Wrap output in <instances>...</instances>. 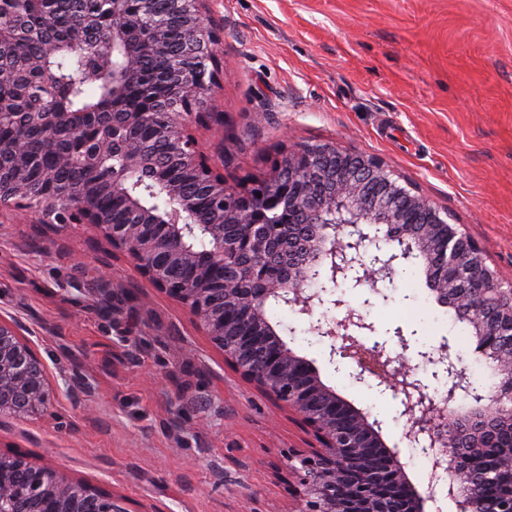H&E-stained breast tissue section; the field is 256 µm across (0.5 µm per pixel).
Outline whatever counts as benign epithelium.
Returning a JSON list of instances; mask_svg holds the SVG:
<instances>
[{"instance_id": "benign-epithelium-1", "label": "benign epithelium", "mask_w": 512, "mask_h": 512, "mask_svg": "<svg viewBox=\"0 0 512 512\" xmlns=\"http://www.w3.org/2000/svg\"><path fill=\"white\" fill-rule=\"evenodd\" d=\"M211 0H111V24L98 30L86 50L101 60L97 78L112 84V101L121 104L128 91L146 82L138 69L142 54L165 51L166 33L176 23L183 31V55L200 60L192 75L171 70L160 84L177 100V112L129 109L112 125V137L93 134L96 112H35L52 143L36 157L20 138L0 137V209L39 210L55 224H90L112 249L131 260L153 287L176 298L224 352L247 381L289 409L313 431L320 446L290 453L299 479L298 512H424L425 503L442 493L456 512H512V443L493 449L486 467L471 461L487 451V429H512V281L487 267L486 251L459 227L448 223L428 200L400 185L384 163L369 155L324 144L286 154L256 195L247 190L228 200L224 172L195 148L193 125L205 123L199 100L218 85L223 61L218 47L224 30L209 20ZM149 24L141 26V20ZM37 31L22 18L0 23V47ZM26 69L37 85L50 88L56 76L44 59ZM17 102L0 96V129L11 125ZM150 126L170 147V163L193 178L210 203L207 222L198 219L199 200L184 191L167 168L155 163L141 137ZM77 162L104 178L77 191L60 187L53 172ZM41 171L37 188L30 172ZM201 241L206 250L199 251ZM171 249L159 258L161 245ZM232 259L240 277L260 288H224L216 296L214 278L224 276ZM417 260L436 303L469 323L476 347L494 364L496 381L486 390L460 364L444 342L423 352L441 371L443 396H430L411 375L404 359L409 349L403 331L402 352L376 343L366 346L362 331H373L365 316L349 307L332 320L317 319L313 329L330 341L329 361L354 362L355 381L378 378L394 392L406 424L402 440L413 447L428 436L425 450L431 470L426 496L406 478L399 452L381 440V424L356 408L321 379L318 369L282 340L266 315L278 301L313 317L326 304L327 285L344 280L352 287L377 288L393 277L395 265ZM481 270L476 281L460 279L457 270ZM176 270L197 273L195 286L183 288ZM53 390L42 358L16 324L0 319V417L42 412ZM495 486L492 506L482 490ZM0 512H127L123 499L62 470L16 454L0 453Z\"/></svg>"}]
</instances>
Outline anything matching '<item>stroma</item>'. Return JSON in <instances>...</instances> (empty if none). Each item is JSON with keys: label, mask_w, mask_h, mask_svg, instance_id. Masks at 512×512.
<instances>
[{"label": "stroma", "mask_w": 512, "mask_h": 512, "mask_svg": "<svg viewBox=\"0 0 512 512\" xmlns=\"http://www.w3.org/2000/svg\"><path fill=\"white\" fill-rule=\"evenodd\" d=\"M212 11L224 77L195 136L227 186L268 178L304 146L373 155L512 276V0H214ZM343 298L376 327L365 344L396 351L407 335L427 386L421 349L475 348L407 268ZM268 316L324 383L381 422L424 488L430 467L403 441L392 391L354 382V363L337 370L307 316ZM0 318L18 324L55 393L47 411L0 421V452L87 480L128 512H296L288 453L317 447L313 432L91 225L0 213Z\"/></svg>", "instance_id": "1"}]
</instances>
